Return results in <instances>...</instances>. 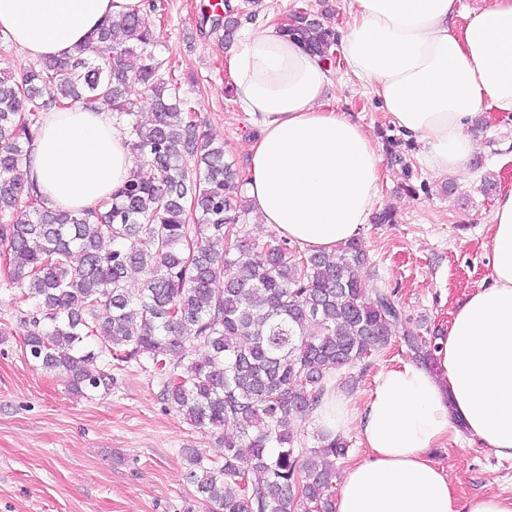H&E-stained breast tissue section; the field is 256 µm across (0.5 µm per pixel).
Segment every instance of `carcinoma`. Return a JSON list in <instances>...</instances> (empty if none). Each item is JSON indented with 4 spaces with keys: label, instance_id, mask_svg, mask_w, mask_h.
I'll list each match as a JSON object with an SVG mask.
<instances>
[{
    "label": "carcinoma",
    "instance_id": "obj_1",
    "mask_svg": "<svg viewBox=\"0 0 512 512\" xmlns=\"http://www.w3.org/2000/svg\"><path fill=\"white\" fill-rule=\"evenodd\" d=\"M204 22L230 47L232 10ZM282 31L335 59L336 32L308 12ZM157 46L142 17L125 13L68 61L45 58L18 78L0 68V252L3 285L21 289L25 353L80 396L112 390L106 361L148 368L160 399L223 444L221 466L188 449L187 483L210 512H333L349 442L324 429L317 447L302 448L295 418L319 407L335 373L392 343L425 365L437 346L395 292L359 278L370 260L358 243L309 253L251 240L245 180L162 77ZM133 83L151 111H135ZM76 103L126 119L137 159L103 211L53 209L18 176L43 115Z\"/></svg>",
    "mask_w": 512,
    "mask_h": 512
}]
</instances>
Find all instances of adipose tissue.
Listing matches in <instances>:
<instances>
[{
    "label": "adipose tissue",
    "instance_id": "1",
    "mask_svg": "<svg viewBox=\"0 0 512 512\" xmlns=\"http://www.w3.org/2000/svg\"><path fill=\"white\" fill-rule=\"evenodd\" d=\"M337 48L393 123L423 146L437 175L468 173L470 118L512 114V0H483L463 30L461 0H348ZM142 0H0V31L27 57L76 55L111 15ZM242 112L259 128L246 195L262 223L311 252L358 239L380 190L381 155L350 113L324 105L329 63L274 25L246 29L228 60ZM134 165L111 111L75 105L45 117L24 169L53 208L81 213L112 199ZM492 275L457 309L435 353L383 368L363 406L325 396L327 430H356L365 458L342 472L335 512H512V496L458 503L431 448L467 432L512 459V192L496 201Z\"/></svg>",
    "mask_w": 512,
    "mask_h": 512
}]
</instances>
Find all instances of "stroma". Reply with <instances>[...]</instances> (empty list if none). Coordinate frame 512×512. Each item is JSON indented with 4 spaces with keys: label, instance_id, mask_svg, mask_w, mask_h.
<instances>
[{
    "label": "stroma",
    "instance_id": "obj_1",
    "mask_svg": "<svg viewBox=\"0 0 512 512\" xmlns=\"http://www.w3.org/2000/svg\"><path fill=\"white\" fill-rule=\"evenodd\" d=\"M216 0H157L144 21L159 34L181 93L226 160L247 168L258 130L234 101L232 76L219 34L200 26ZM239 9L241 26L279 23L304 8L340 30L351 16L345 0H224ZM330 108L349 112L375 139L382 163L375 212L390 223L365 224L361 247L372 260L359 276L389 288L406 315L436 341L448 333L459 303L488 286L489 228L499 194L512 191V117L479 114V149L469 173L438 176L422 161V146L392 123L377 96L344 60L332 67ZM496 188L482 192L484 179ZM18 289L0 286V512H207L186 480L187 451L222 462L217 435L190 425L161 403L156 380L136 363L114 369L112 391L71 394L63 378L24 357L16 315ZM404 345L357 366L355 385L340 394L363 404L379 371L408 360ZM455 497L512 494V460L460 439L431 449Z\"/></svg>",
    "mask_w": 512,
    "mask_h": 512
}]
</instances>
